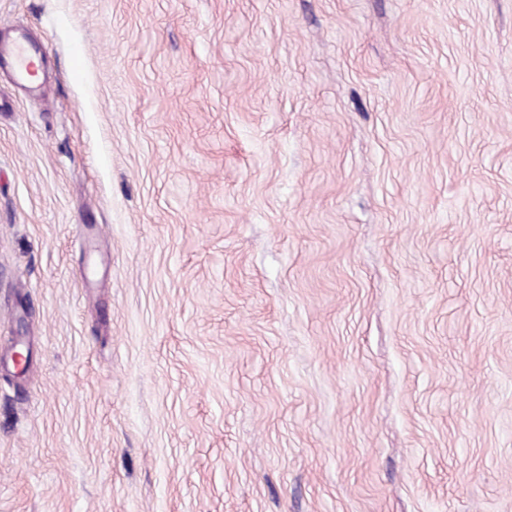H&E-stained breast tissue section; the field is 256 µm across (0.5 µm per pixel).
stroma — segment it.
<instances>
[{
    "label": "stroma",
    "instance_id": "1",
    "mask_svg": "<svg viewBox=\"0 0 512 512\" xmlns=\"http://www.w3.org/2000/svg\"><path fill=\"white\" fill-rule=\"evenodd\" d=\"M17 30L0 512H512V0H0ZM44 54V44L35 43L26 34L0 40V68L9 70L16 82L28 89L37 91L42 88L29 76L32 73L33 59L42 58Z\"/></svg>",
    "mask_w": 512,
    "mask_h": 512
}]
</instances>
